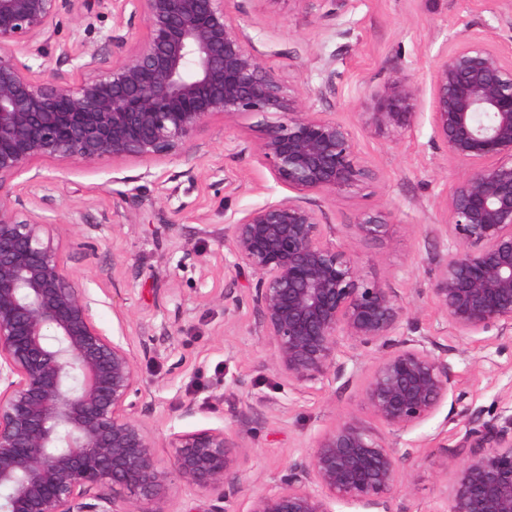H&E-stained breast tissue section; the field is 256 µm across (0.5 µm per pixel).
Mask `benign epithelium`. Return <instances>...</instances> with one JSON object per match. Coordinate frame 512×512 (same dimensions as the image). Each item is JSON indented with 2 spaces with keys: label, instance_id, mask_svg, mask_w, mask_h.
Returning <instances> with one entry per match:
<instances>
[{
  "label": "benign epithelium",
  "instance_id": "benign-epithelium-1",
  "mask_svg": "<svg viewBox=\"0 0 512 512\" xmlns=\"http://www.w3.org/2000/svg\"><path fill=\"white\" fill-rule=\"evenodd\" d=\"M72 0H0V178L33 159H164L210 118H266L264 163L296 193L247 211L224 230L276 370L316 389L336 374L342 344L384 350L363 403L398 432L431 417L452 383L428 336L396 339L407 307L396 288L367 280L352 244L386 233L365 210L349 242L326 235L310 194L343 197L370 178L349 126L306 109L298 88L251 46L229 0H123L140 14L138 48L105 64L97 52L77 85L34 77L29 43ZM431 72L434 144L462 167L442 206L450 240L433 293L455 330L512 335V56L465 29ZM359 113L363 129L415 130L422 88L399 70ZM52 221L0 195V512H172L171 478L228 502L244 489L221 428L171 439L170 466L141 419L147 408L128 343L100 329L91 300L50 231ZM473 422L439 478L448 512H512V414ZM404 484L401 458L365 420H340L288 465L249 512H334L338 502L381 508Z\"/></svg>",
  "mask_w": 512,
  "mask_h": 512
}]
</instances>
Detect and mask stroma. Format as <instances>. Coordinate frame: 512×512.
<instances>
[{"instance_id":"obj_1","label":"stroma","mask_w":512,"mask_h":512,"mask_svg":"<svg viewBox=\"0 0 512 512\" xmlns=\"http://www.w3.org/2000/svg\"><path fill=\"white\" fill-rule=\"evenodd\" d=\"M252 46L307 108L347 123L359 158L373 176L341 199L310 195L333 241L343 242L365 210L386 214V235L355 247L366 279L400 289L410 311L401 336H429L453 381L440 408L405 432L379 427L403 459L407 487L393 512H446L439 480L447 456L466 457L461 440L469 407L487 422L512 407V340L475 342L457 335L432 294L437 261L446 253L441 202L461 172L436 149L429 104L413 133L387 138L359 122L370 91L396 70L428 86L453 33L494 32L512 41V0H347L340 17L328 0H231ZM141 16L119 15L118 0H92L65 11L54 29L30 44L27 62L42 80L77 84L88 78L82 51L103 56L134 51ZM335 59L336 94L320 93L322 69ZM260 118L216 116L165 159L30 161L0 178V193L53 221V236L93 300L96 325L126 339L138 362L149 408L144 422L169 462L173 435L207 428L239 433V470L252 492L278 483L315 436L338 420L369 419L362 391L376 353L345 348L336 377L305 391L280 375L273 346L257 329L245 290L248 278L224 246V229L246 211L288 198L257 148ZM91 242L95 251L84 250ZM179 331L163 339L162 326ZM195 401L194 413L182 406Z\"/></svg>"}]
</instances>
